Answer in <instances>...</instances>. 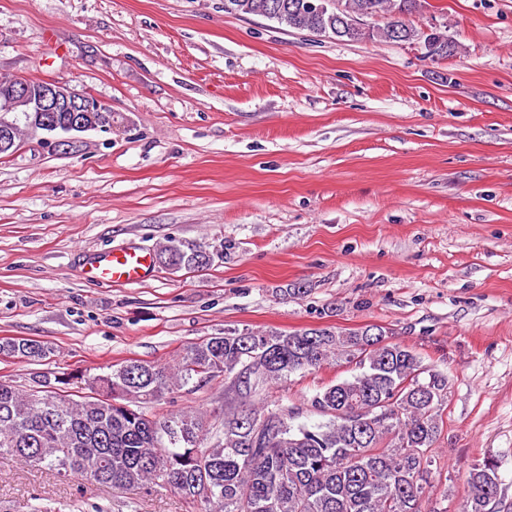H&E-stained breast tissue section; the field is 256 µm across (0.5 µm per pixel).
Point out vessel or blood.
Wrapping results in <instances>:
<instances>
[{"label":"vessel or blood","instance_id":"vessel-or-blood-1","mask_svg":"<svg viewBox=\"0 0 512 512\" xmlns=\"http://www.w3.org/2000/svg\"><path fill=\"white\" fill-rule=\"evenodd\" d=\"M153 270L152 254L133 246L90 254L85 263V275L95 283L138 284Z\"/></svg>","mask_w":512,"mask_h":512}]
</instances>
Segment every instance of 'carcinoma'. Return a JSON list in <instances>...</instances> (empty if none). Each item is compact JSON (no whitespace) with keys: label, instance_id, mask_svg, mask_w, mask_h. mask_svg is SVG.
<instances>
[{"label":"carcinoma","instance_id":"cac0c4a2","mask_svg":"<svg viewBox=\"0 0 512 512\" xmlns=\"http://www.w3.org/2000/svg\"><path fill=\"white\" fill-rule=\"evenodd\" d=\"M224 0V12L258 15L288 28L340 41L379 39L418 45L432 60L454 54L448 30L409 23L427 0ZM385 16L382 27L367 19ZM29 112H1L14 134ZM224 250L174 240L161 252L170 270L203 269ZM53 348L5 339L0 356L39 364ZM358 373L310 399L324 421L297 424L300 408L267 401L272 383L328 364ZM224 378L222 432L205 445L206 413L180 411L157 419L143 405L194 379ZM448 377L422 365L411 347L378 326L293 331L226 329L185 346L175 368L129 359L102 374L36 372L28 385L0 383V455L79 474L115 488L168 484L199 512H422L433 473ZM259 422L241 429L243 412ZM467 512H499L505 487L486 457L466 478Z\"/></svg>","mask_w":512,"mask_h":512}]
</instances>
